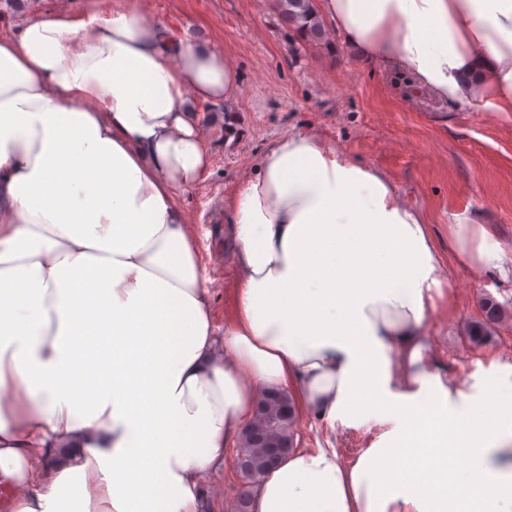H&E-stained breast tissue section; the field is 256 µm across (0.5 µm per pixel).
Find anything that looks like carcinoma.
I'll use <instances>...</instances> for the list:
<instances>
[{"mask_svg": "<svg viewBox=\"0 0 512 512\" xmlns=\"http://www.w3.org/2000/svg\"><path fill=\"white\" fill-rule=\"evenodd\" d=\"M275 7L287 28L310 43H327L326 29L317 15L314 0H274ZM481 309L483 318L471 322L465 332L467 342L482 346L492 340L491 329L508 316V311L496 300L485 297ZM297 414L292 399L283 392L262 394L255 417L239 438L237 464L250 475L241 485L235 500V512H249V487L274 469L279 460L290 452L277 443L293 444V425Z\"/></svg>", "mask_w": 512, "mask_h": 512, "instance_id": "1", "label": "carcinoma"}]
</instances>
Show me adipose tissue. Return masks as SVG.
<instances>
[{
	"mask_svg": "<svg viewBox=\"0 0 512 512\" xmlns=\"http://www.w3.org/2000/svg\"><path fill=\"white\" fill-rule=\"evenodd\" d=\"M362 63L392 60L442 98L512 120V0H320ZM239 71L169 36L142 0L102 19L39 16L0 35V485L10 512H203V473L263 392L298 414L396 416L357 451L293 449L251 512H456L448 458L492 512H512V386L479 403L429 353L452 305L423 214L380 169L319 134L272 143L224 210L233 312L215 326L183 206L211 155L193 112ZM456 263L500 268L484 224H452ZM113 339L95 356L89 333ZM434 416L438 463L401 478Z\"/></svg>",
	"mask_w": 512,
	"mask_h": 512,
	"instance_id": "ef3b65f1",
	"label": "adipose tissue"
}]
</instances>
